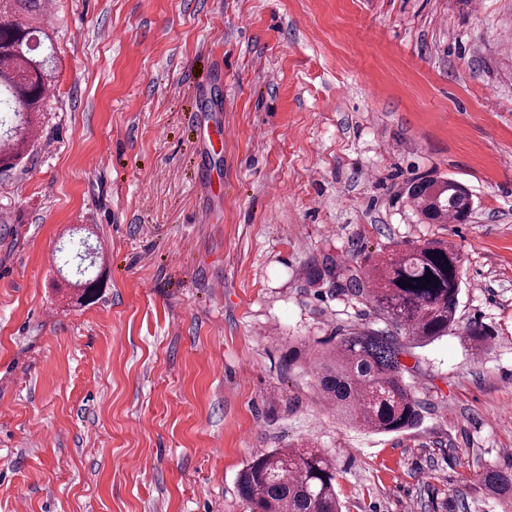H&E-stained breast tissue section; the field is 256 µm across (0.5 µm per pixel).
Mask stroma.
Instances as JSON below:
<instances>
[{"label": "stroma", "mask_w": 512, "mask_h": 512, "mask_svg": "<svg viewBox=\"0 0 512 512\" xmlns=\"http://www.w3.org/2000/svg\"><path fill=\"white\" fill-rule=\"evenodd\" d=\"M50 24L58 80L0 172V512H248L240 471L301 443L343 512H512L483 482L512 462V0H55ZM432 174L469 223L418 222ZM80 228L89 305L56 262ZM430 238L465 258L458 325L405 359L419 425L372 434L313 357L377 314L309 272ZM408 196L429 224H462L474 209L469 188L453 178L424 177L409 187Z\"/></svg>", "instance_id": "35a3bbf8"}]
</instances>
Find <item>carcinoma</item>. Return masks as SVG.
Instances as JSON below:
<instances>
[{"label":"carcinoma","instance_id":"cac0c4a2","mask_svg":"<svg viewBox=\"0 0 512 512\" xmlns=\"http://www.w3.org/2000/svg\"><path fill=\"white\" fill-rule=\"evenodd\" d=\"M43 0H0V105L21 116L0 138V171L16 167L30 140L31 114L56 81L50 37L36 26ZM417 212L430 224H462L474 209L469 188L453 178L424 177L409 187ZM462 255L448 240L416 241L405 250L367 256L359 266L315 268L310 284L325 279L356 301L370 304L385 328L351 331L323 355L320 390L336 412L365 430L388 434L421 421L422 402L406 381V344L426 346L453 331L461 293ZM432 276L425 277L426 271ZM422 282H417V279ZM410 282L401 287L399 280ZM428 286H423V283ZM250 512H342L336 467L317 448H277L253 456L238 478ZM486 488L512 504V464L483 475Z\"/></svg>","mask_w":512,"mask_h":512}]
</instances>
